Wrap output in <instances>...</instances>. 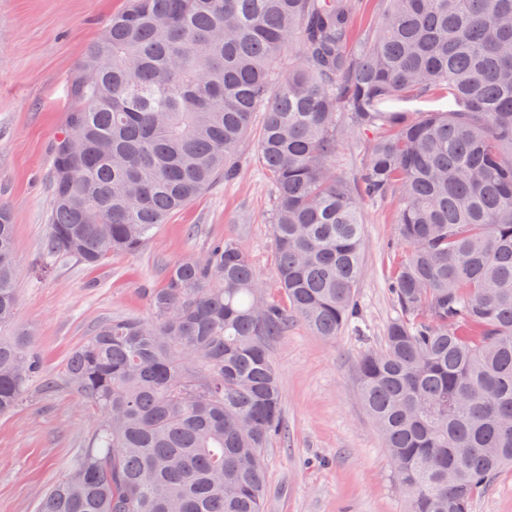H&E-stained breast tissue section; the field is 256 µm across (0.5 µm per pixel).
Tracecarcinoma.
<instances>
[{
  "label": "carcinoma",
  "mask_w": 512,
  "mask_h": 512,
  "mask_svg": "<svg viewBox=\"0 0 512 512\" xmlns=\"http://www.w3.org/2000/svg\"><path fill=\"white\" fill-rule=\"evenodd\" d=\"M126 0L70 80L53 151L45 251L95 266L134 254L168 217L235 175L252 118L276 186L269 301L232 239L170 266L150 317L98 327L67 361L91 435L38 512H261L263 448L282 430L270 346L289 315L331 339L359 318V201L391 196L405 257L360 396L409 512H471L512 466V0ZM433 90L463 105L381 109ZM351 125L381 133L358 183L336 175ZM0 208V327L17 306ZM40 372L0 336V414ZM357 11L353 21L355 36H359L367 28L379 23V13L375 0H358Z\"/></svg>",
  "instance_id": "obj_1"
}]
</instances>
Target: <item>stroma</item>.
Listing matches in <instances>:
<instances>
[{
	"label": "stroma",
	"instance_id": "stroma-1",
	"mask_svg": "<svg viewBox=\"0 0 512 512\" xmlns=\"http://www.w3.org/2000/svg\"><path fill=\"white\" fill-rule=\"evenodd\" d=\"M124 6L125 0H0V204L14 224L19 262L15 320L0 334L28 331L42 374L58 383L46 394L31 381L16 409L0 416V512H37L91 432L93 415L64 380L70 352L107 321L148 317L144 291L163 284L170 264L231 238L267 298L287 302L276 278L272 184L253 149L238 157L235 178L217 180L173 213L137 254H115L95 267L46 258L52 152L65 123L70 75ZM373 137L357 128L345 133L338 176L357 180ZM396 215L390 198L361 205V331L325 340L294 318L272 345L283 431L264 450L263 512H408L356 377L360 356L380 346L395 314L389 285L403 255ZM472 512H512V469L476 495Z\"/></svg>",
	"mask_w": 512,
	"mask_h": 512
}]
</instances>
